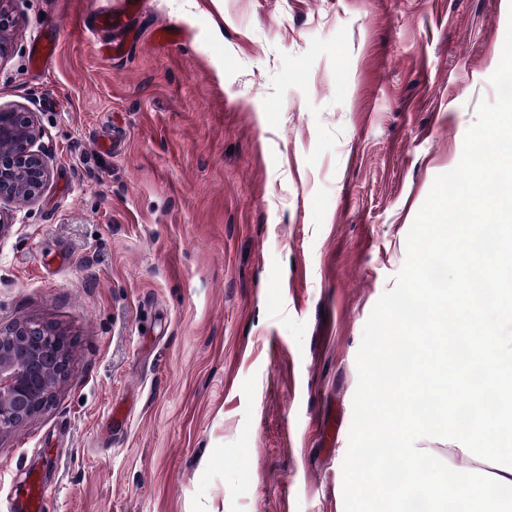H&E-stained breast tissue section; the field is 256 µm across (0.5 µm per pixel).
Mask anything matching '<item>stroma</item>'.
I'll use <instances>...</instances> for the list:
<instances>
[{
  "label": "stroma",
  "mask_w": 512,
  "mask_h": 512,
  "mask_svg": "<svg viewBox=\"0 0 512 512\" xmlns=\"http://www.w3.org/2000/svg\"><path fill=\"white\" fill-rule=\"evenodd\" d=\"M130 2L6 4L0 108L50 180L0 235V332L50 324L71 361L0 436V512L34 479L42 512H344L363 329L512 0Z\"/></svg>",
  "instance_id": "obj_1"
}]
</instances>
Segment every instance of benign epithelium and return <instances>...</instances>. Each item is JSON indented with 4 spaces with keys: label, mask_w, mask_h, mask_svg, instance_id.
Segmentation results:
<instances>
[{
    "label": "benign epithelium",
    "mask_w": 512,
    "mask_h": 512,
    "mask_svg": "<svg viewBox=\"0 0 512 512\" xmlns=\"http://www.w3.org/2000/svg\"><path fill=\"white\" fill-rule=\"evenodd\" d=\"M11 19L0 5V60L12 51ZM42 129L24 106L0 108V201L38 199L49 179L45 156L35 149ZM70 351L51 327L20 321L0 333V436L35 418L51 403L56 385L68 377Z\"/></svg>",
    "instance_id": "obj_1"
}]
</instances>
